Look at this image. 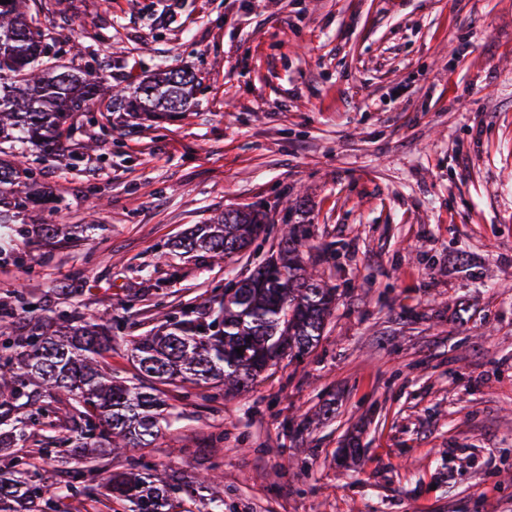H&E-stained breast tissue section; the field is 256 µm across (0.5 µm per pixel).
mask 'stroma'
Instances as JSON below:
<instances>
[{"mask_svg": "<svg viewBox=\"0 0 512 512\" xmlns=\"http://www.w3.org/2000/svg\"><path fill=\"white\" fill-rule=\"evenodd\" d=\"M62 63L201 82L185 113L84 121L32 167L88 240L0 257V298L111 312L107 360L157 313H206L286 225L336 290L318 345L205 403L167 387L145 461L188 512H512V0H36ZM83 54L71 58L73 43ZM266 215L231 261L172 251Z\"/></svg>", "mask_w": 512, "mask_h": 512, "instance_id": "1", "label": "stroma"}]
</instances>
